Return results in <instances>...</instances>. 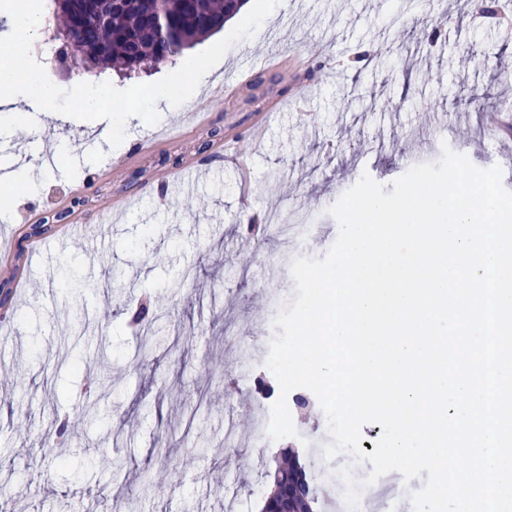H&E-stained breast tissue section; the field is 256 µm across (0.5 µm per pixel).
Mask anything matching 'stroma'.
<instances>
[{
	"label": "stroma",
	"mask_w": 512,
	"mask_h": 512,
	"mask_svg": "<svg viewBox=\"0 0 512 512\" xmlns=\"http://www.w3.org/2000/svg\"><path fill=\"white\" fill-rule=\"evenodd\" d=\"M258 2L272 9L249 30L209 36L135 79L30 60L33 81L54 88L58 119L0 138V150L43 175L35 188L0 183V225L16 236L0 272L21 265L0 289V512H259L265 465L287 442L246 426L274 403L261 384L274 380L264 362L273 320L294 297L291 263L323 257L337 238L329 207L362 174L387 185L446 146L480 168L499 163L506 142L486 138L478 114L512 111V13L483 15L479 0ZM213 52L226 60L220 79L176 117L148 121L152 88ZM297 53L300 74L284 64ZM254 56L274 63L218 95L219 80L238 79ZM79 78L140 112L122 130L121 155L92 133L96 113L76 106ZM303 94L307 113L286 107ZM438 113L456 130L439 128L422 150ZM232 134L238 143L225 148ZM33 137L65 139L68 150L42 166L27 151ZM106 210L97 258L59 248L65 225L97 223ZM41 222L50 230L33 234ZM269 264L277 281L264 278ZM187 269L206 283L193 296L179 289ZM137 318L162 328L163 342L150 344ZM100 338L107 388L87 384ZM93 399L97 424L79 417ZM295 426L317 483L335 484L325 414Z\"/></svg>",
	"instance_id": "stroma-1"
}]
</instances>
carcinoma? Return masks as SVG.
I'll use <instances>...</instances> for the list:
<instances>
[{
    "instance_id": "1",
    "label": "carcinoma",
    "mask_w": 512,
    "mask_h": 512,
    "mask_svg": "<svg viewBox=\"0 0 512 512\" xmlns=\"http://www.w3.org/2000/svg\"><path fill=\"white\" fill-rule=\"evenodd\" d=\"M243 0H165L167 30L155 27L156 0H54V13L62 22L59 33L66 49L55 58L71 60V67L87 69L96 65L112 67L131 76L156 64L176 60L185 49L224 29V23ZM301 466L299 455L290 448L275 460L272 494L288 475ZM314 482H309L296 503L299 512H317Z\"/></svg>"
}]
</instances>
